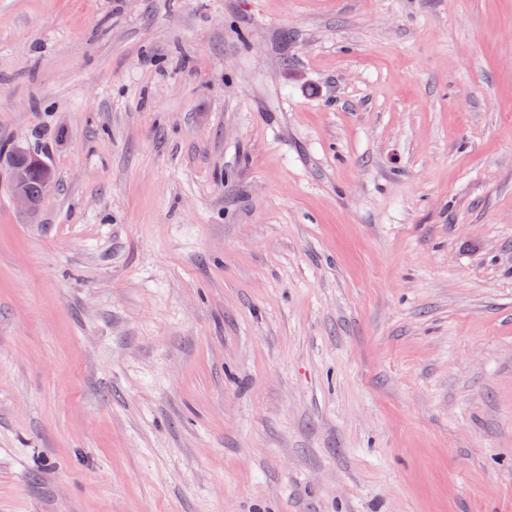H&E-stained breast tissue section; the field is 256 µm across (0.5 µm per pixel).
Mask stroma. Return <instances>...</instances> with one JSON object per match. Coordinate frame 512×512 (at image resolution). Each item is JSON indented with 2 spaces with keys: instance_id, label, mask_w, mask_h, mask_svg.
<instances>
[{
  "instance_id": "obj_1",
  "label": "stroma",
  "mask_w": 512,
  "mask_h": 512,
  "mask_svg": "<svg viewBox=\"0 0 512 512\" xmlns=\"http://www.w3.org/2000/svg\"><path fill=\"white\" fill-rule=\"evenodd\" d=\"M0 512H512V0H0ZM31 157L34 158L29 146L22 143L14 144L13 152L8 160L7 170L10 175V183L15 188L13 194L15 206L33 219L39 215L45 201L54 193L55 184L53 179L47 178L43 185L41 173L35 170L31 174L26 188L31 196L37 197L40 194L39 197L32 199L22 190V185L29 173L28 162Z\"/></svg>"
}]
</instances>
